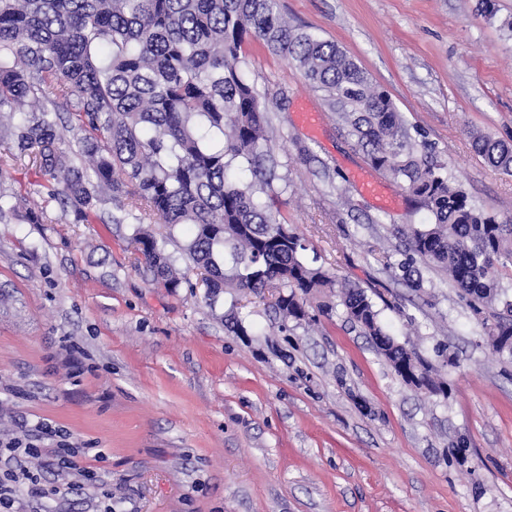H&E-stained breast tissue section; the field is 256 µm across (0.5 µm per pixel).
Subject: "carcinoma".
<instances>
[{"label":"carcinoma","mask_w":512,"mask_h":512,"mask_svg":"<svg viewBox=\"0 0 512 512\" xmlns=\"http://www.w3.org/2000/svg\"><path fill=\"white\" fill-rule=\"evenodd\" d=\"M251 37L339 105L370 165L430 214L421 227L391 228L405 259L386 253V268L414 288L423 286L419 259L448 272L493 348L512 356V295L495 275L512 266V219L472 202L435 148L411 137L389 95L336 43L288 23L276 0H0V139L13 144V159L32 160L49 199L77 220L91 224L113 202L123 212L116 224H188L185 253L210 297L276 288L284 317L315 322L332 307L312 314L306 296L336 285L303 259L304 240L278 208L269 109L243 70ZM63 106L82 132L75 152L62 147ZM473 148L512 176L511 144L476 133ZM239 169L251 180H239ZM134 242L154 280L180 287L155 236L140 231ZM226 250L228 270L218 260ZM336 287L347 321L402 381L412 370L415 388L446 392L416 349L385 328L365 290Z\"/></svg>","instance_id":"1"}]
</instances>
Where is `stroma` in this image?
Listing matches in <instances>:
<instances>
[{"label": "stroma", "instance_id": "obj_1", "mask_svg": "<svg viewBox=\"0 0 512 512\" xmlns=\"http://www.w3.org/2000/svg\"><path fill=\"white\" fill-rule=\"evenodd\" d=\"M278 7L336 42L468 195L512 218V177L471 149L476 132L512 140V0ZM246 50L305 260L365 289L447 393L406 385L342 308L299 324L269 292L213 303L163 287L136 264V225L75 222L29 160L10 162L0 192L43 221L0 216V445L40 448L24 464L49 490L20 489L13 512H512V356L443 270L422 269L414 291L381 264L377 247H401L391 225L429 213L371 167L298 67L256 39ZM60 444L76 450L70 467Z\"/></svg>", "mask_w": 512, "mask_h": 512}]
</instances>
